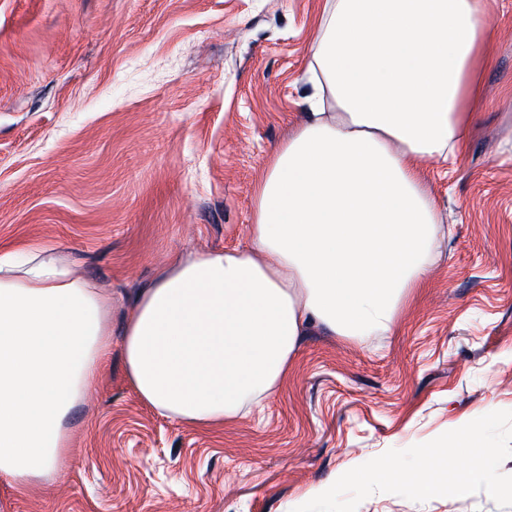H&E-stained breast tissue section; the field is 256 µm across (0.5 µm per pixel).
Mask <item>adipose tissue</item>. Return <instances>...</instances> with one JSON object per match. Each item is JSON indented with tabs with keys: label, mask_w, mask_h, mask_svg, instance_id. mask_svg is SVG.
Listing matches in <instances>:
<instances>
[{
	"label": "adipose tissue",
	"mask_w": 512,
	"mask_h": 512,
	"mask_svg": "<svg viewBox=\"0 0 512 512\" xmlns=\"http://www.w3.org/2000/svg\"><path fill=\"white\" fill-rule=\"evenodd\" d=\"M309 110L257 192L245 246L174 259L129 301L51 247L0 253V481L49 474L119 350L138 398L220 425L275 395L307 329L389 333L441 257L421 165L462 152L490 61L482 0H326Z\"/></svg>",
	"instance_id": "adipose-tissue-1"
}]
</instances>
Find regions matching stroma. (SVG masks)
<instances>
[{
	"label": "stroma",
	"mask_w": 512,
	"mask_h": 512,
	"mask_svg": "<svg viewBox=\"0 0 512 512\" xmlns=\"http://www.w3.org/2000/svg\"><path fill=\"white\" fill-rule=\"evenodd\" d=\"M325 0H0V250L53 246L121 302L172 259L242 243L304 109ZM465 152L425 165L448 243L392 332L310 330L264 410L218 428L145 405L112 355L72 446L0 512H293L391 449L512 411V0ZM357 512H512L487 493Z\"/></svg>",
	"instance_id": "obj_1"
}]
</instances>
